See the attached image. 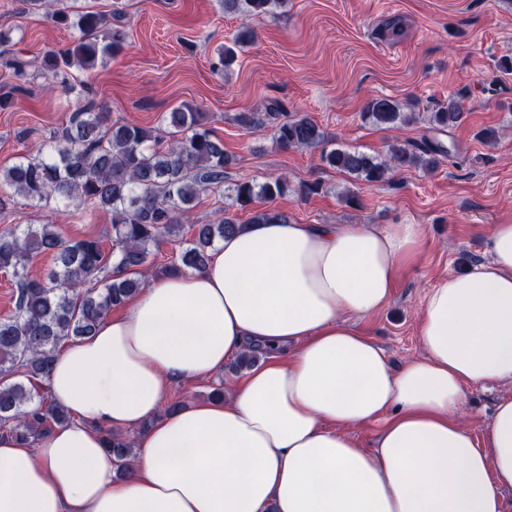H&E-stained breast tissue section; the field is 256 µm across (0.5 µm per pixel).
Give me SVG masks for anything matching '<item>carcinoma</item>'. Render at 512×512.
Segmentation results:
<instances>
[{
	"mask_svg": "<svg viewBox=\"0 0 512 512\" xmlns=\"http://www.w3.org/2000/svg\"><path fill=\"white\" fill-rule=\"evenodd\" d=\"M288 0H218L224 14L251 18L270 15ZM51 19L78 31L71 45L46 52L41 75L65 95L74 91L72 70L88 72L119 52L125 44L123 28L95 11L74 15L56 10ZM253 31L239 30L233 45L217 50L215 67L228 68L235 47L249 43ZM272 103L266 112H241L236 122L247 128L276 121L275 139L283 150L322 148L321 163L357 181L374 185L405 167L432 171L439 157L452 151L438 141H394L387 157L359 150L324 148L325 132L307 114L280 113ZM362 119L385 129H398L414 121L415 113L387 97L369 99ZM462 98L428 113V124L438 131L464 121ZM168 139L153 128L110 122L109 113L90 101L78 107L49 139L45 153L23 156L0 171V193L9 189L35 207L52 203L73 204L85 212H109L112 235L107 239L87 236L65 238L55 224H28L0 236V271L14 278L12 314L0 318V431L11 432L32 447L54 427L71 420L68 411L48 400L35 382L44 381L62 344L93 335L112 307L135 296L145 286L151 248L165 237L188 231L179 250L164 271L202 270L216 244L227 234L244 228L234 217L216 224H190L201 195L221 190L228 178L231 157L224 141L208 127L206 116L190 105L165 113ZM288 182L277 177L263 183L243 180L229 188L234 202L246 209L257 200L272 202L283 195ZM278 210L254 212L250 223L284 221ZM38 254L51 258L50 268L34 277L29 264ZM105 448L116 473L124 476L134 454L133 443L122 432L104 429Z\"/></svg>",
	"mask_w": 512,
	"mask_h": 512,
	"instance_id": "carcinoma-1",
	"label": "carcinoma"
}]
</instances>
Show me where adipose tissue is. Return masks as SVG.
<instances>
[{
  "label": "adipose tissue",
  "instance_id": "1",
  "mask_svg": "<svg viewBox=\"0 0 512 512\" xmlns=\"http://www.w3.org/2000/svg\"><path fill=\"white\" fill-rule=\"evenodd\" d=\"M419 224H250L205 269L148 279L66 343L47 378L72 420L38 447L0 432V512H506L512 490V224L488 261L427 292L423 357L392 366L348 324L392 298ZM269 358L222 400L161 414L169 390ZM510 386L482 436L465 389ZM362 445L348 430L374 421ZM137 433L118 477L101 427Z\"/></svg>",
  "mask_w": 512,
  "mask_h": 512
}]
</instances>
